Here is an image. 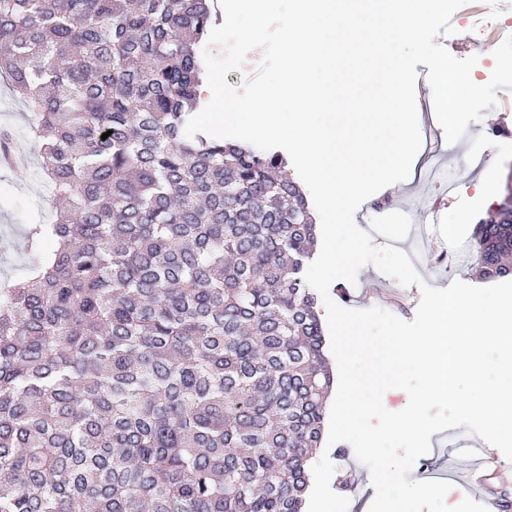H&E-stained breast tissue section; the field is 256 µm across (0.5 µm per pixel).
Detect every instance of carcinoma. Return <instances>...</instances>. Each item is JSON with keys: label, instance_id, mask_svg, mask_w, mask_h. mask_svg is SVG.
Segmentation results:
<instances>
[{"label": "carcinoma", "instance_id": "cac0c4a2", "mask_svg": "<svg viewBox=\"0 0 512 512\" xmlns=\"http://www.w3.org/2000/svg\"><path fill=\"white\" fill-rule=\"evenodd\" d=\"M211 23L210 0H0L59 203L0 285V512H303L333 383L316 224L282 154L185 135ZM505 191L484 279L512 274ZM312 291L315 293V295L317 297V311H318V314H319V317H320V320H321L323 336H324V339H325L324 353H325V356H326V359H327V363H328L329 369H330V371H331V373L333 375V380L334 381H333V386L331 388V392H330V394L328 396V399H327L328 403L326 402L325 424H324L323 436H322V439H321V442H320V447L317 448V450L313 453V456H312V458H311V460L309 462V469H308V471H309V484H308L307 492L305 494V504H304V509H303L304 512H307L308 498H309V494H310L312 486H313L312 466L320 459V457H321V455H322V453H323V451L325 449V446H326L327 437H328V425H329V422H328L329 399L335 394L336 387H337V381H338V370H337L336 360H335L333 354L330 351V337H329V330H328V326H327L326 308H325V305H324L320 295L314 289H312Z\"/></svg>", "mask_w": 512, "mask_h": 512}]
</instances>
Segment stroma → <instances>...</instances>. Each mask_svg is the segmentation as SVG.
<instances>
[{
  "mask_svg": "<svg viewBox=\"0 0 512 512\" xmlns=\"http://www.w3.org/2000/svg\"><path fill=\"white\" fill-rule=\"evenodd\" d=\"M497 2L471 0L452 17L455 35L437 38L454 57L478 56L473 75L482 84L488 81L494 66L493 50L512 35V12L502 13ZM496 95L495 106L485 109L480 122L469 123L464 137L452 143L450 153L440 152L431 158L439 176L438 184L426 185L429 198L440 201L434 218H427L423 209L403 198L408 188L423 183L415 174L380 190V197L392 199V208L379 211L368 202L355 214L356 224L372 235L375 245H391L408 253L417 238H425L429 260L417 270L430 286L445 288L456 279L472 285L478 282L470 262H453L449 255L454 245L470 239L479 218L496 211L507 177L512 174V91L500 88ZM30 124L25 104L1 81L0 127L13 132L14 146L30 158L29 166L22 170L0 167L1 284L26 274L32 258L22 247L24 232L30 224L51 220L53 213V193L41 175L39 145ZM480 182L494 187V197L477 190ZM376 283L386 288L377 297L371 294ZM329 294L341 307H380L406 321L413 320L420 300L418 287L402 286L370 265L360 270L356 283L333 282ZM473 440L462 426L433 434L431 449L416 461L411 479L438 480L443 471L461 470L463 459L457 446ZM329 457L335 467L332 489L349 498L348 512H361L360 499L370 500L375 495L367 467L345 442L332 446Z\"/></svg>",
  "mask_w": 512,
  "mask_h": 512,
  "instance_id": "stroma-1",
  "label": "stroma"
}]
</instances>
